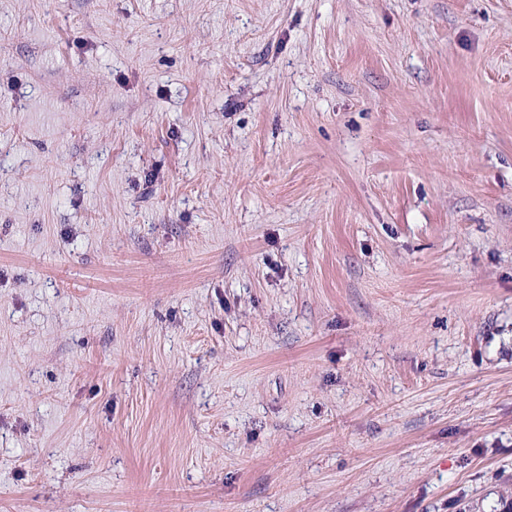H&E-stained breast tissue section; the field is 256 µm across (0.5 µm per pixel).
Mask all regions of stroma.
<instances>
[{"label": "stroma", "instance_id": "obj_1", "mask_svg": "<svg viewBox=\"0 0 512 512\" xmlns=\"http://www.w3.org/2000/svg\"><path fill=\"white\" fill-rule=\"evenodd\" d=\"M0 512H512V0H0Z\"/></svg>", "mask_w": 512, "mask_h": 512}]
</instances>
